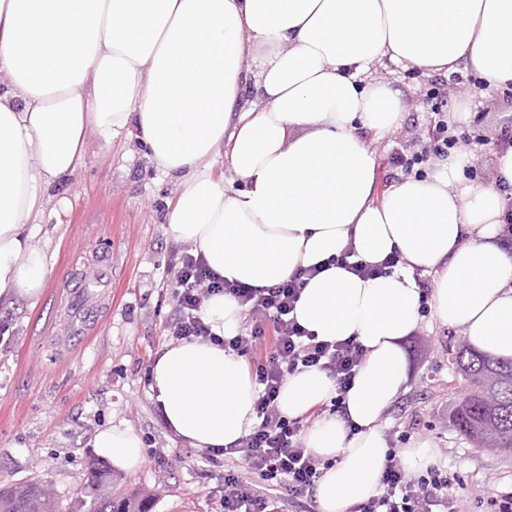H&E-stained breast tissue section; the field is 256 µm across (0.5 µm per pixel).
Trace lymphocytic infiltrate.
<instances>
[{"instance_id":"f902f5d3","label":"lymphocytic infiltrate","mask_w":512,"mask_h":512,"mask_svg":"<svg viewBox=\"0 0 512 512\" xmlns=\"http://www.w3.org/2000/svg\"><path fill=\"white\" fill-rule=\"evenodd\" d=\"M447 89V81L432 84L428 93L432 128L419 150L411 152L400 145L392 148L388 157L392 177L412 174L415 167L447 158L457 147L448 124ZM169 270L173 311L164 328L167 339H212L200 311L205 299L217 294L232 295L251 318L244 333L224 343L225 348L249 359V372L258 389L255 411L259 420L236 445L223 451L225 458L243 460L248 468L244 477L233 469L225 473L224 512H278V497L312 498L322 474L321 461L304 446L303 420L280 412L278 395L289 375L310 367L327 372L337 393L345 394L364 360L362 346L352 339L316 340L297 324L292 313L299 299L300 276L268 288L230 284L188 247L172 250ZM266 482L274 483V493L263 491ZM455 483L453 474L436 466L429 468L426 477L409 478L392 451L379 493L355 504L351 512H461L453 492Z\"/></svg>"}]
</instances>
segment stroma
<instances>
[{"label":"stroma","instance_id":"1","mask_svg":"<svg viewBox=\"0 0 512 512\" xmlns=\"http://www.w3.org/2000/svg\"><path fill=\"white\" fill-rule=\"evenodd\" d=\"M372 79L401 89L407 115L400 129L367 145L387 164L394 144L424 140L431 114L428 78L413 70L378 66ZM501 91L485 96L462 89L449 96L454 112H483V124L458 123L456 136L484 144L472 167L489 178L498 164L495 130L504 110ZM176 183L158 173L134 137H86L85 161L44 192L31 239L47 275L36 297L0 301V319L13 333L0 340V485L36 480L47 485L62 512H79L96 434L128 428L143 441V461L114 473L117 490L152 493L151 512H224L225 463L205 461L163 423L149 389L150 367L166 345L171 298L162 289L177 242L164 215ZM110 263L112 298L83 339L71 333L79 311L61 284L80 285L101 261ZM460 333L425 314L405 343L409 382L382 418L396 448L418 440L437 450L436 464L457 478L463 512H491L490 501L512 491V452L481 449L454 432L448 416L467 389L448 366V347Z\"/></svg>","mask_w":512,"mask_h":512}]
</instances>
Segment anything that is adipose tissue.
I'll use <instances>...</instances> for the list:
<instances>
[{
  "label": "adipose tissue",
  "instance_id": "obj_1",
  "mask_svg": "<svg viewBox=\"0 0 512 512\" xmlns=\"http://www.w3.org/2000/svg\"><path fill=\"white\" fill-rule=\"evenodd\" d=\"M388 62L424 75L465 66L486 88L511 86L512 0H0V300L37 296L47 268L32 222L44 188L83 164L87 132L135 129L144 157L177 183L166 217L177 241L230 282L267 288L302 274L298 324L364 347L342 413L315 422L304 444L329 463L321 512L377 494L381 420L406 389L421 277L440 323L512 358V254L497 241L512 149L489 180L469 174L461 149L379 191L361 132L384 137L404 121L400 90L369 78ZM220 155L240 188L214 177ZM391 255L385 275L351 270ZM202 316L221 341L244 310L221 294ZM220 341L166 346L151 367L165 426L196 448L231 447L257 424V388ZM335 395L308 368L288 377L278 406L296 419ZM94 446L120 471L143 460L127 428L98 432Z\"/></svg>",
  "mask_w": 512,
  "mask_h": 512
}]
</instances>
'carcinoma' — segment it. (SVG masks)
<instances>
[{
    "mask_svg": "<svg viewBox=\"0 0 512 512\" xmlns=\"http://www.w3.org/2000/svg\"><path fill=\"white\" fill-rule=\"evenodd\" d=\"M450 364L469 382L455 406L450 426L480 448L512 450V359L487 358L468 344L453 346ZM112 473L99 462L90 466L81 505L84 512H150L153 498L137 489L112 492ZM0 512H60L53 494L27 481L0 487Z\"/></svg>",
    "mask_w": 512,
    "mask_h": 512,
    "instance_id": "obj_1",
    "label": "carcinoma"
}]
</instances>
